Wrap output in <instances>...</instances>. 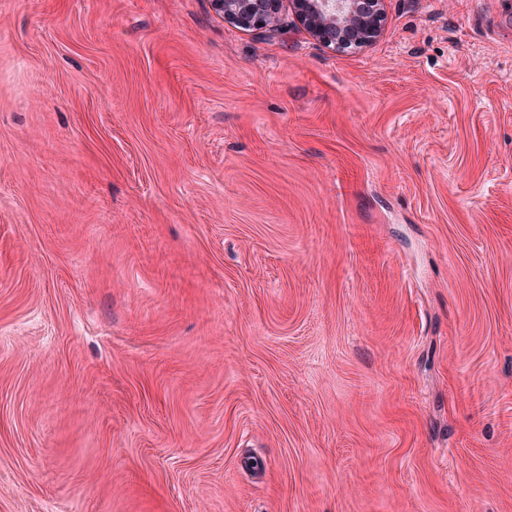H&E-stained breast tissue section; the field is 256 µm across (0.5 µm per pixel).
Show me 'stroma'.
I'll list each match as a JSON object with an SVG mask.
<instances>
[{
	"label": "stroma",
	"mask_w": 512,
	"mask_h": 512,
	"mask_svg": "<svg viewBox=\"0 0 512 512\" xmlns=\"http://www.w3.org/2000/svg\"><path fill=\"white\" fill-rule=\"evenodd\" d=\"M0 0V512H512V0ZM225 18L243 28L263 29L277 20L280 0H212ZM296 17L323 44L356 49L381 33L385 0H292Z\"/></svg>",
	"instance_id": "obj_1"
}]
</instances>
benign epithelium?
Returning a JSON list of instances; mask_svg holds the SVG:
<instances>
[{"mask_svg":"<svg viewBox=\"0 0 512 512\" xmlns=\"http://www.w3.org/2000/svg\"><path fill=\"white\" fill-rule=\"evenodd\" d=\"M225 18L243 28L263 29L277 20L280 0H213ZM385 0H292L296 17L323 44L356 49L381 33Z\"/></svg>","mask_w":512,"mask_h":512,"instance_id":"obj_1","label":"benign epithelium"}]
</instances>
